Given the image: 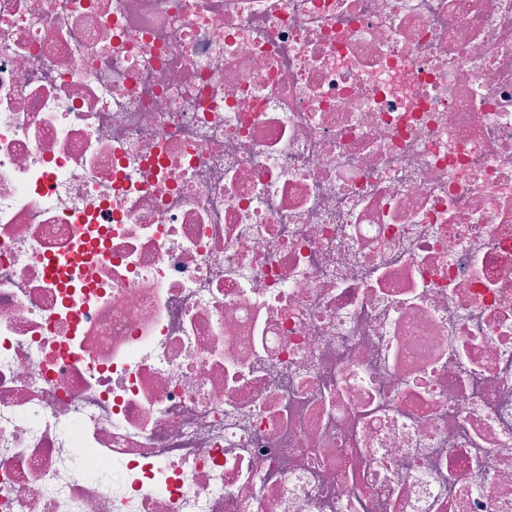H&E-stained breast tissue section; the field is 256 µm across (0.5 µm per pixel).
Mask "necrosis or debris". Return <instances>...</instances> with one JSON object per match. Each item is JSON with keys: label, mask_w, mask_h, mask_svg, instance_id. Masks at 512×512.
I'll return each instance as SVG.
<instances>
[{"label": "necrosis or debris", "mask_w": 512, "mask_h": 512, "mask_svg": "<svg viewBox=\"0 0 512 512\" xmlns=\"http://www.w3.org/2000/svg\"><path fill=\"white\" fill-rule=\"evenodd\" d=\"M0 512H512V0H0Z\"/></svg>", "instance_id": "1"}]
</instances>
